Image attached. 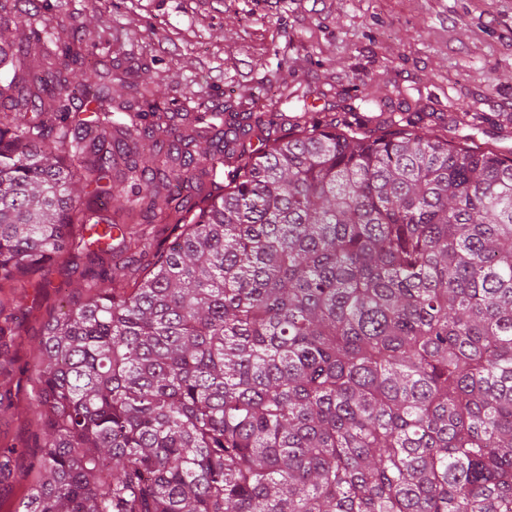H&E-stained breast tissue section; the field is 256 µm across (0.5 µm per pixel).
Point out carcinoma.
Returning <instances> with one entry per match:
<instances>
[{
    "label": "carcinoma",
    "mask_w": 512,
    "mask_h": 512,
    "mask_svg": "<svg viewBox=\"0 0 512 512\" xmlns=\"http://www.w3.org/2000/svg\"><path fill=\"white\" fill-rule=\"evenodd\" d=\"M54 55L31 75L0 35V99L39 115L0 112V340L45 264L110 260L116 230L152 259L48 322L14 512H512L511 155L420 113L302 111L285 136L280 112H236L177 135L130 103L113 118L79 42L57 93ZM184 191L206 202L189 220ZM103 198L177 234L95 220Z\"/></svg>",
    "instance_id": "cac0c4a2"
}]
</instances>
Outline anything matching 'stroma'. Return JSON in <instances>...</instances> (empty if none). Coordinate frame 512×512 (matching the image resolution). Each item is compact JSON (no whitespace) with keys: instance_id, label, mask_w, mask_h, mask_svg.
I'll return each mask as SVG.
<instances>
[{"instance_id":"stroma-1","label":"stroma","mask_w":512,"mask_h":512,"mask_svg":"<svg viewBox=\"0 0 512 512\" xmlns=\"http://www.w3.org/2000/svg\"><path fill=\"white\" fill-rule=\"evenodd\" d=\"M37 0L25 35L29 62L44 28L83 38L112 82V106L147 81L161 110H274L291 116L430 112L453 141L490 143L512 154V0ZM487 116L451 125L453 112ZM86 296L80 270L57 261L25 288L16 334L0 357V446L23 449L0 512L25 494L43 443L28 408L48 320Z\"/></svg>"}]
</instances>
